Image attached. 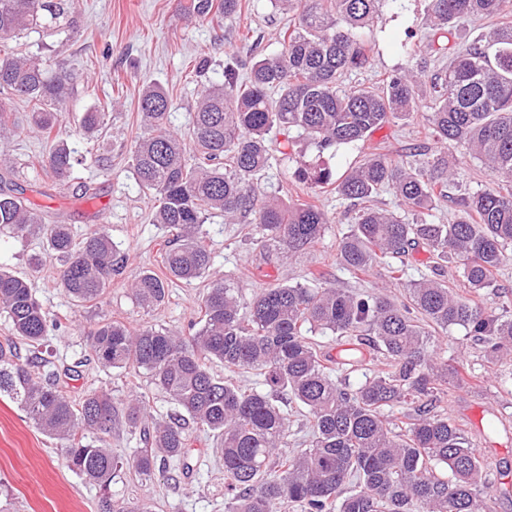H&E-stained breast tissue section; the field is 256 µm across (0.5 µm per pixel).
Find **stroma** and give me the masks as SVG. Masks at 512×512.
Returning <instances> with one entry per match:
<instances>
[{"label":"stroma","instance_id":"35a3bbf8","mask_svg":"<svg viewBox=\"0 0 512 512\" xmlns=\"http://www.w3.org/2000/svg\"><path fill=\"white\" fill-rule=\"evenodd\" d=\"M189 0H76L70 26L32 33L0 42L5 56L38 55L60 63L72 77L73 92L62 105L61 120L51 138L31 131L28 103L10 105L13 133L0 139V156L9 158L17 173L11 186L24 204L42 214L46 223L67 224L76 238L104 228L126 258L123 275L113 279L98 300L74 306L56 282L58 259L45 256L31 269V255L41 253L43 242L21 241L0 233V266L27 276L54 329L51 359L60 370L59 385L72 398L93 389L111 392L115 401L142 394L154 415L173 413L167 396L141 372H99L90 358L82 332L90 324L114 320L130 328L162 326L181 335L193 332L199 321V298L208 278L176 281L164 305L146 314L132 297L129 283L141 270L161 271L160 245L168 233L152 221L153 199L144 194L131 174V156L141 133L138 107L143 88L162 85L169 96L171 128L187 136L197 98L204 86L221 81L226 53L246 55L250 43L265 53L280 48L290 14L272 9L268 0H241L232 20L195 22L184 7ZM426 0H385L367 33L369 64L347 75L344 87L381 82L399 68L423 69L429 58L423 47L430 35ZM211 62L206 74L196 73L200 58ZM111 105L112 115L97 138L80 136L84 113ZM426 100L418 98L412 116L376 131L365 141L317 153L307 143L296 150L304 161L324 162L344 173L370 152L382 147L392 156L416 162L440 149L423 128ZM65 141L84 154L67 186H56L39 166L52 143ZM294 162L273 152L259 178L265 195L283 202L307 197L305 186L293 183ZM318 201L333 224L308 253L293 259H266L251 243L247 224H228L217 216L207 221V242L213 252L211 272L230 278L242 301L274 284L303 281L311 271L323 272L329 286L377 291L390 286L385 267L357 278L336 260V241L350 227V200L336 191L319 194ZM435 339L449 365L464 364L483 375L475 387L451 390L443 407L462 428L484 462L483 479L494 496V512H512V393L501 386L500 375L511 372L512 361L489 364L482 344L460 326L437 332ZM211 438L197 434L185 469L173 475L139 477L123 471L112 486L118 497L151 498L156 512H224V470L212 456ZM98 490L68 470L59 445L41 434L25 411L7 396H0V512H99Z\"/></svg>","mask_w":512,"mask_h":512}]
</instances>
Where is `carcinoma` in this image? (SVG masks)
<instances>
[{
	"instance_id": "obj_1",
	"label": "carcinoma",
	"mask_w": 512,
	"mask_h": 512,
	"mask_svg": "<svg viewBox=\"0 0 512 512\" xmlns=\"http://www.w3.org/2000/svg\"><path fill=\"white\" fill-rule=\"evenodd\" d=\"M270 2L294 13L281 49L267 55L250 50L246 77L241 57L224 60L222 81L205 88L196 103L192 157L169 128L165 90L148 85L142 91L143 131L131 170L157 202L154 222L172 233L164 244L166 275L145 270L132 280L134 301L144 310L164 302L170 282H190L210 270L203 225L213 214L253 224L252 240L267 257L293 258L323 238L330 220L321 207L287 205L257 192L254 179L268 166L272 129L295 131L322 153L363 141L414 112L423 81L413 71L394 72L376 85L342 87L350 71L368 64L362 35L382 0ZM74 4L0 0V40L66 23ZM187 10L202 22L217 15L230 20L240 0H191ZM509 13L512 0H428L435 34L426 51L442 66L429 79L426 122L445 151L416 166L375 152L342 174L310 164L293 172L311 191L332 186L357 206L336 249L347 271L368 272L422 244L433 256V272L457 264L469 295L434 277L405 281V270L390 266L388 273L403 282L400 300L333 288L314 277L264 288L244 304L232 283L216 277L199 301L200 327L190 336L152 325L133 331L108 320L90 327L87 344L103 370L143 371L178 408L157 420L137 396L118 404L105 390L74 400L59 389L57 374L47 370L46 313L27 278L0 268V313L28 346L23 357L14 345L0 344V396L17 402L37 429L60 443L66 467L98 489L100 512H153L147 499L116 497L112 484L127 466L149 479L160 468L184 464L191 424L216 439L224 512L287 506L299 512H493L480 452L440 409L448 389L465 376L448 368L428 328L462 326L489 359H512V311L488 310L471 297L494 287V276L512 259V189L461 195L463 217L453 223L438 224L433 214L450 198L457 175L448 147H463L491 174L512 179V25L499 24L453 51L443 41L461 19ZM71 90L69 74L46 60L0 57V94L33 103V128L46 136ZM105 117L103 108L85 113L82 135L103 131ZM77 163L78 150L61 142L40 166L63 185ZM384 188L394 192L404 215L373 204ZM0 231L19 240L42 235L61 261L59 285L78 306L99 299L125 269L104 231L76 244L68 225L43 223L1 188ZM327 333L375 356L379 369L357 385L334 374L333 364L347 359L322 352L317 337ZM214 363L257 372L264 389L242 390L214 373ZM289 401L311 423L306 448L288 449L283 406ZM395 408L401 409L398 424L389 415ZM119 427L141 444L127 461L112 454L110 439Z\"/></svg>"
}]
</instances>
